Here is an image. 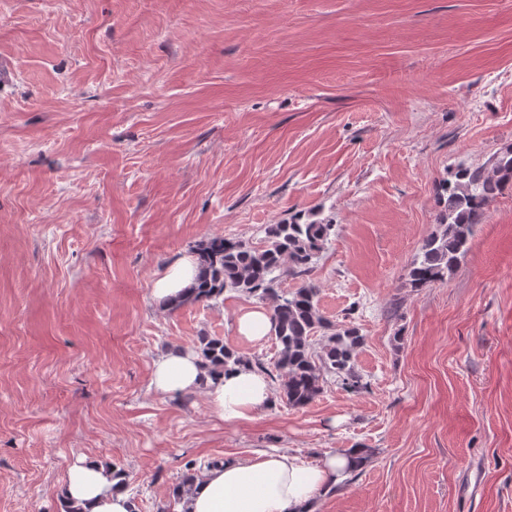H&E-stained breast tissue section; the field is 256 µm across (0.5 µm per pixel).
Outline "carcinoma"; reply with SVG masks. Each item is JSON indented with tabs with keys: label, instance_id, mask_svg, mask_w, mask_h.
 <instances>
[{
	"label": "carcinoma",
	"instance_id": "1",
	"mask_svg": "<svg viewBox=\"0 0 512 512\" xmlns=\"http://www.w3.org/2000/svg\"><path fill=\"white\" fill-rule=\"evenodd\" d=\"M512 187V146L494 157L491 167L459 169L454 180L440 185L439 231L422 241L418 257L409 270L411 287L420 290L442 280L467 252L473 228L488 205ZM333 229L317 221L273 224L265 244L212 237L195 250L200 265L197 283L185 289L169 305L177 311L186 306L216 302L227 290L271 303L277 353L272 365L230 349L220 336H202L194 351L210 374H226L253 366L282 378L281 398L294 408L304 407L322 393L323 373L338 378L348 391L365 388L356 369V354L364 336L355 326L337 327L326 321L318 308L319 288L309 281L293 291L279 288L288 275H309L317 255ZM327 334L319 360L312 355V340ZM347 474L357 476L369 459V449L345 450Z\"/></svg>",
	"mask_w": 512,
	"mask_h": 512
}]
</instances>
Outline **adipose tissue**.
<instances>
[{"label":"adipose tissue","mask_w":512,"mask_h":512,"mask_svg":"<svg viewBox=\"0 0 512 512\" xmlns=\"http://www.w3.org/2000/svg\"><path fill=\"white\" fill-rule=\"evenodd\" d=\"M197 273L193 256L171 263L153 288V296L168 303L191 286ZM151 384L163 394L201 390L217 418L228 423L252 419L270 400V382L254 368L211 378L200 368L193 350L167 352L152 365ZM347 460L325 457L308 465L285 452L264 454L253 461H228L195 477L177 512H309L312 501L336 483ZM65 504L76 512H132L133 503L123 478L111 468L84 456L68 469L63 490Z\"/></svg>","instance_id":"1"}]
</instances>
